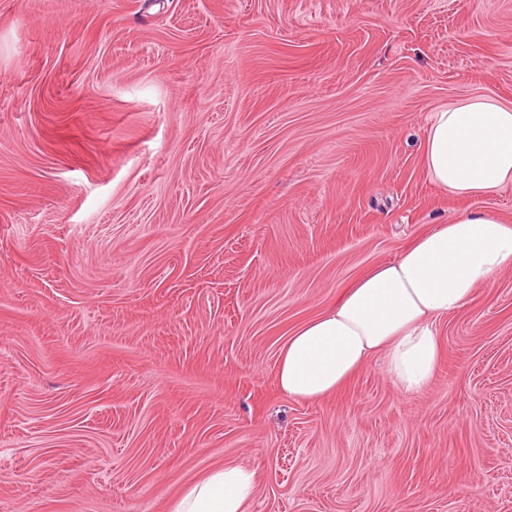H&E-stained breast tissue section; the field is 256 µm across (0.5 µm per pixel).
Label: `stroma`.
Returning <instances> with one entry per match:
<instances>
[{
	"mask_svg": "<svg viewBox=\"0 0 512 512\" xmlns=\"http://www.w3.org/2000/svg\"><path fill=\"white\" fill-rule=\"evenodd\" d=\"M512 105V0H0V512H512V270L439 323L427 391L318 401L288 333L458 197L435 112ZM254 486L252 471L224 465L184 491L169 512H247Z\"/></svg>",
	"mask_w": 512,
	"mask_h": 512,
	"instance_id": "1",
	"label": "stroma"
}]
</instances>
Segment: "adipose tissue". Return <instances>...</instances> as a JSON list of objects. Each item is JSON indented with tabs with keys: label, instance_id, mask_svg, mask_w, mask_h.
Segmentation results:
<instances>
[{
	"label": "adipose tissue",
	"instance_id": "1",
	"mask_svg": "<svg viewBox=\"0 0 512 512\" xmlns=\"http://www.w3.org/2000/svg\"><path fill=\"white\" fill-rule=\"evenodd\" d=\"M423 153L428 174L449 193L474 196L512 183V106L478 97L442 109ZM510 268L512 224L497 215L467 211L436 225L289 334L278 360L279 388L317 401L381 355L398 389L427 390L442 354L437 322ZM254 486L253 472L227 465L184 491L170 512H247Z\"/></svg>",
	"mask_w": 512,
	"mask_h": 512
}]
</instances>
